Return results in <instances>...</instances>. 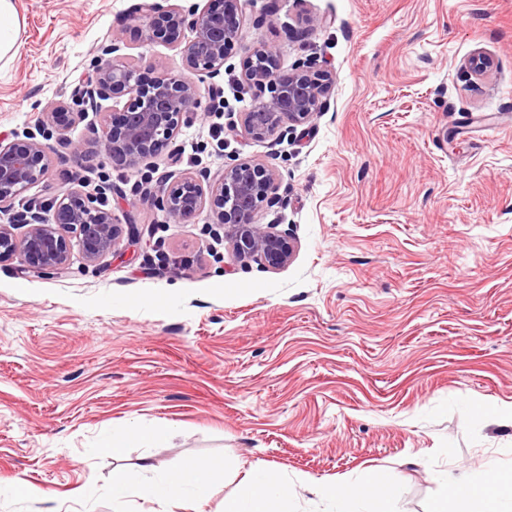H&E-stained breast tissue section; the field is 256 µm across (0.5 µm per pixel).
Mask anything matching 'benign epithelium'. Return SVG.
I'll return each mask as SVG.
<instances>
[{"instance_id": "7a95c632", "label": "benign epithelium", "mask_w": 512, "mask_h": 512, "mask_svg": "<svg viewBox=\"0 0 512 512\" xmlns=\"http://www.w3.org/2000/svg\"><path fill=\"white\" fill-rule=\"evenodd\" d=\"M243 28L238 0H213V5L201 12L143 0L128 19L130 39L178 50L181 69L146 77L140 65L114 62L117 44H101L71 101L42 110V139L28 134L21 140H0V213L12 211L16 199L47 173V141L64 139L75 118L100 100L127 98L123 108L109 117L103 132V148L112 157L135 165L173 140L183 118L199 107L198 88L189 75L217 76L225 60L241 46ZM242 70L245 82L270 90L268 98L241 113V133L247 137L260 140L281 135L291 127L310 123L327 109L333 76L326 69L307 66L284 74L276 49L263 44L245 51ZM102 195L99 187L67 188L52 203L48 221L30 210L13 214L10 223L0 225V260L18 256L37 268L59 270L69 263V230L77 233L89 261L113 251L124 230L114 222L112 211L103 208ZM275 195V172L265 164L242 161L224 168L216 180L205 172L185 173L172 181L166 177L156 191L155 202L178 222L209 210L214 223L224 227L239 261L260 260L279 268L294 255L292 230L279 231L256 219L262 204L273 203ZM15 224H26L28 229L18 236L13 232Z\"/></svg>"}]
</instances>
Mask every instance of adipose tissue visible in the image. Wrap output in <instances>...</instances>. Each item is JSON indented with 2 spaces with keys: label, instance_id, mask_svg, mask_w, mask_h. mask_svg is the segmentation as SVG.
<instances>
[{
  "label": "adipose tissue",
  "instance_id": "1",
  "mask_svg": "<svg viewBox=\"0 0 512 512\" xmlns=\"http://www.w3.org/2000/svg\"><path fill=\"white\" fill-rule=\"evenodd\" d=\"M222 466L213 460L200 461L184 470L142 483L138 490H131L126 474L113 473L108 495L113 504L124 505L130 492L149 502L200 504L218 491L215 477ZM249 493L243 498H228L224 512H278L293 495V485L288 479L254 468L248 474ZM453 495L440 501L436 512H448L449 504H472L475 512H512V475L490 468L478 483L457 479L451 481Z\"/></svg>",
  "mask_w": 512,
  "mask_h": 512
}]
</instances>
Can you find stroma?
Instances as JSON below:
<instances>
[{
    "label": "stroma",
    "instance_id": "1",
    "mask_svg": "<svg viewBox=\"0 0 512 512\" xmlns=\"http://www.w3.org/2000/svg\"><path fill=\"white\" fill-rule=\"evenodd\" d=\"M140 0H13L18 52L0 61V136L70 101L98 46L116 62L178 68L177 50L131 41ZM244 41L199 85L201 111L130 166L98 137L113 100L80 116L47 174L15 203L48 214L86 178L115 223L145 241L87 261L76 235L60 270L0 262V512H114L101 490L223 461V512L254 466L294 482L288 512H326L315 489L384 474L388 512H434L452 476L512 471V0H241ZM316 17L306 27V17ZM266 43L289 71L334 79L327 111L285 136L232 126L268 97L241 74ZM493 60L484 75L470 55ZM224 114H209L212 88ZM272 167L277 202L257 220L292 229V261L237 262L210 212L176 222L155 181ZM157 421L159 444L100 453ZM170 431V426L166 422H155L148 428L131 427L122 432H118L109 438L101 448L100 453L112 454L113 457L120 456L124 449L129 446L132 441L151 438L154 441L164 440Z\"/></svg>",
    "mask_w": 512,
    "mask_h": 512
}]
</instances>
